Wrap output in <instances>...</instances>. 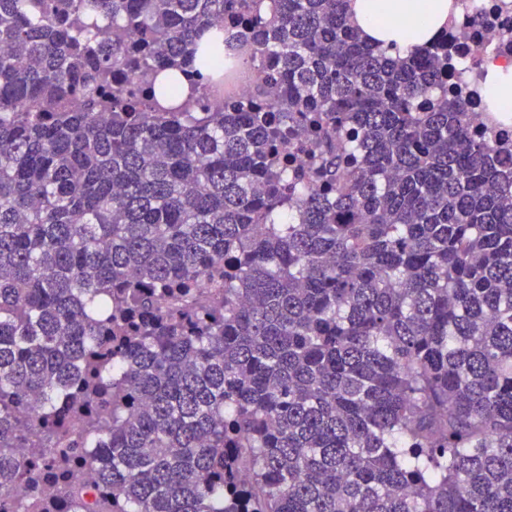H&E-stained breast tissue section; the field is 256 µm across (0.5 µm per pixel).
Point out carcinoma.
<instances>
[{
    "instance_id": "cac0c4a2",
    "label": "carcinoma",
    "mask_w": 512,
    "mask_h": 512,
    "mask_svg": "<svg viewBox=\"0 0 512 512\" xmlns=\"http://www.w3.org/2000/svg\"><path fill=\"white\" fill-rule=\"evenodd\" d=\"M351 4L0 0V512H512V162Z\"/></svg>"
}]
</instances>
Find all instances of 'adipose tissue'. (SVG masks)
<instances>
[{
    "label": "adipose tissue",
    "instance_id": "obj_1",
    "mask_svg": "<svg viewBox=\"0 0 512 512\" xmlns=\"http://www.w3.org/2000/svg\"><path fill=\"white\" fill-rule=\"evenodd\" d=\"M453 9V0H354L351 20L368 40L405 53L429 44Z\"/></svg>",
    "mask_w": 512,
    "mask_h": 512
}]
</instances>
